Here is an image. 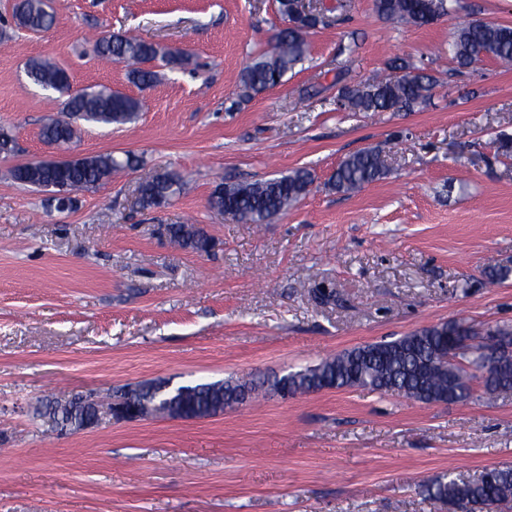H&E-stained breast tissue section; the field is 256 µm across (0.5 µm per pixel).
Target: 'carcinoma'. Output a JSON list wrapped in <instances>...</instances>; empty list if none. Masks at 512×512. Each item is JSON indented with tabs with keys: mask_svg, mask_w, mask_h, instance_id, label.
I'll use <instances>...</instances> for the list:
<instances>
[{
	"mask_svg": "<svg viewBox=\"0 0 512 512\" xmlns=\"http://www.w3.org/2000/svg\"><path fill=\"white\" fill-rule=\"evenodd\" d=\"M455 0H374L376 12L407 26L423 27L437 22L454 10ZM17 24L34 33L50 29L54 12L46 0H17L13 6ZM323 23V15L313 14L292 27L278 30L272 51L252 60L240 73L243 97L273 89L285 75L309 57L308 35ZM96 55L129 67L131 82L141 88L153 86L160 78L156 62L172 69L191 65L192 55L184 50H171L136 36L111 34L94 44ZM452 59L462 68L477 64L491 56L499 61H512V26L492 22L471 21L460 26L448 44ZM391 74L356 86H344L338 97L351 112L411 111L430 98L436 83L433 76L420 71L408 61L395 58L389 63ZM27 76L36 85L64 97L63 115L41 129L46 144L68 145L80 131L82 123L125 125L134 122L143 108L141 100L98 85L71 93L67 71L43 59H31ZM139 164L131 154L118 157L112 153L81 155L72 162L42 171L28 162L12 170L14 180L42 189L43 182L57 183L72 194L104 186L112 175ZM387 173L381 153L363 149L347 155L336 168L330 186L338 193H348L376 182ZM312 174L303 168L260 182L216 183L208 199L209 208L228 214L248 224H266L307 195L313 184ZM184 188L182 176L174 171L141 184L139 202L145 209L169 203ZM165 235L183 248L206 253L211 240L194 224H167ZM451 353L452 362L431 365L433 360ZM493 364L484 381V392L490 397L512 395V324L476 327L464 320L420 328L393 340H381L345 350L321 360L318 364L288 373L289 391L307 393L313 388H367L380 394H396L425 402L471 397L473 381L478 373ZM279 380L266 383L231 379L192 386L185 399L188 412L211 416L217 410L233 406L232 393L241 390L257 392L263 387L273 390ZM108 399L121 402L140 420L165 416L168 398L157 394L149 381L127 384L112 392ZM102 404H89L73 397L67 400L47 399L38 412L56 421L59 431L77 432L87 428L90 418ZM431 500L459 507L467 512H485L492 506L497 512H512V467L487 468L480 475L465 479L448 474L427 487Z\"/></svg>",
	"mask_w": 512,
	"mask_h": 512,
	"instance_id": "cac0c4a2",
	"label": "carcinoma"
}]
</instances>
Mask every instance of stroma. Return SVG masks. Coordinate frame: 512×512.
Instances as JSON below:
<instances>
[{
  "label": "stroma",
  "instance_id": "35a3bbf8",
  "mask_svg": "<svg viewBox=\"0 0 512 512\" xmlns=\"http://www.w3.org/2000/svg\"><path fill=\"white\" fill-rule=\"evenodd\" d=\"M34 34L0 0V512H448L425 485L448 472L512 466V396L475 388L424 404L364 388L263 397L194 420L106 418L74 433L36 415L42 400L139 381L171 386L262 380L345 349L463 317L512 323V63L458 68L459 23L512 26V0H457L426 28L380 17L373 0H336L308 60L253 98L237 77L270 50L276 0H49ZM130 32L192 53V71L154 86L104 63L97 38ZM438 79L409 112H348L343 85L393 58ZM43 58L73 89L105 84L143 99L126 125L83 126L80 154L141 165L57 210L9 170L50 155L40 139L61 105L25 67ZM374 147L389 172L349 194L328 182L347 155ZM304 167L314 183L288 213L247 224L209 209L215 181L254 182ZM179 171L186 191L142 209L141 183ZM211 238L196 253L160 233L184 219Z\"/></svg>",
  "mask_w": 512,
  "mask_h": 512
}]
</instances>
